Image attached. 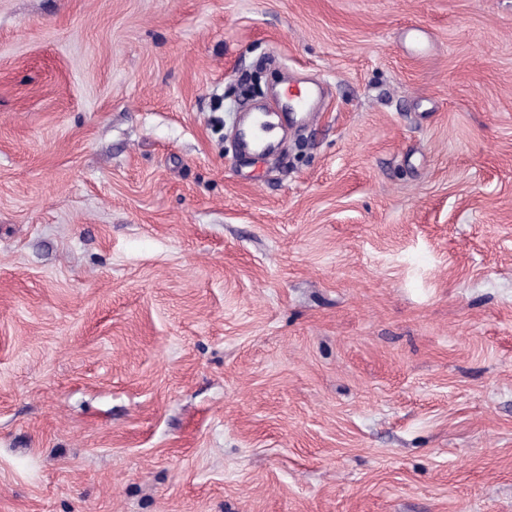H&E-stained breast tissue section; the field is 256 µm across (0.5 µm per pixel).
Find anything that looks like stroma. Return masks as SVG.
Segmentation results:
<instances>
[{
  "instance_id": "1",
  "label": "stroma",
  "mask_w": 512,
  "mask_h": 512,
  "mask_svg": "<svg viewBox=\"0 0 512 512\" xmlns=\"http://www.w3.org/2000/svg\"><path fill=\"white\" fill-rule=\"evenodd\" d=\"M0 512H512V0H0ZM320 94L318 85L302 84L288 92L285 102L279 100L271 108L253 112L247 129L243 132L241 145L248 154H264L269 151L271 142L269 132L273 125L269 121L272 115L278 111L293 114H304L311 117L310 105L313 99Z\"/></svg>"
}]
</instances>
